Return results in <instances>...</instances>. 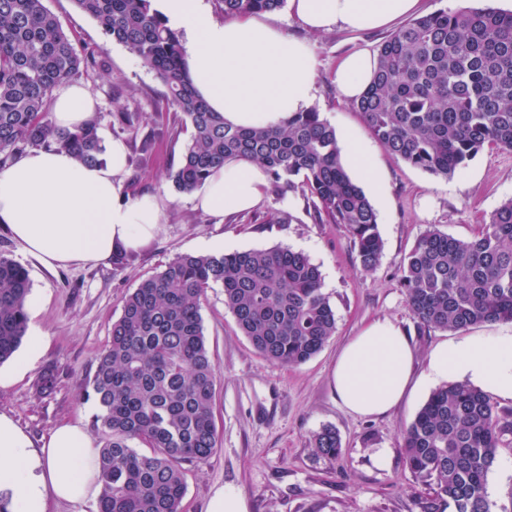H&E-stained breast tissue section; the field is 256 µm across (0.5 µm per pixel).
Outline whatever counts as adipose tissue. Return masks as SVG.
<instances>
[{"label": "adipose tissue", "mask_w": 512, "mask_h": 512, "mask_svg": "<svg viewBox=\"0 0 512 512\" xmlns=\"http://www.w3.org/2000/svg\"><path fill=\"white\" fill-rule=\"evenodd\" d=\"M421 0H288L289 14L307 32L342 28L381 29L417 14ZM168 24L188 42L192 78L212 108L238 127H274L308 110L317 70L307 40L290 36L258 14L214 21L202 0H157ZM377 59L366 49L340 60L334 84L340 99L353 102L369 86ZM94 116V101L81 86L55 95L53 119L73 127ZM126 147L116 141L106 162L85 165L54 148H33L0 167V224L43 264H97L139 249L158 232L161 200L144 194L126 198L120 176ZM268 175L260 165L228 161L215 168L194 193L197 208L230 216L259 206ZM416 349L391 322L377 321L342 349L333 370L336 395L351 413L380 416L412 383ZM467 380L484 393L512 399V330L468 336L440 344L428 355V376ZM93 438L78 423L58 426L41 448L7 414L0 413V490L10 512H46L48 498L71 503L98 490Z\"/></svg>", "instance_id": "obj_1"}]
</instances>
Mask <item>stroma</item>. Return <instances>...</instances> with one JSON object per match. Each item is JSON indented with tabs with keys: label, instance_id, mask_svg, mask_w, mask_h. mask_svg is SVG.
I'll return each instance as SVG.
<instances>
[{
	"label": "stroma",
	"instance_id": "35a3bbf8",
	"mask_svg": "<svg viewBox=\"0 0 512 512\" xmlns=\"http://www.w3.org/2000/svg\"><path fill=\"white\" fill-rule=\"evenodd\" d=\"M76 46L100 49L105 68L75 76L96 102L104 142L127 146L126 177L139 194L158 196L163 216L158 235L125 258L105 264L46 268L0 227V251L25 266L32 296L41 301L28 326L48 338L43 355L17 381L0 387V412L9 414L41 443L63 422L90 426L96 411L85 397L95 357L110 339L125 297L176 255L285 247L306 254L322 274L323 291L336 313V334L316 356L297 367L274 364L254 350L224 305L221 287L202 302L204 334L216 366L214 417L219 445L207 463L186 464L184 512H207L218 489L243 495L249 512H418L417 481L405 468L401 431L434 389L427 380V357L439 343L455 342V332L429 330L414 318L400 286V266L417 238L429 228L467 239L505 200L512 198V151L484 148L451 178H436L392 156L375 140L361 115L341 101L332 82L337 60L361 47L376 49L388 29L309 34L288 9L273 12L279 26L306 38L318 64L313 105L333 126L350 130L372 152L382 174L381 195H370L384 242L380 264L371 271L356 262L344 225L321 224L306 196H267L258 208L225 220L197 209L191 194L176 192L166 179L189 138L181 113L166 107L163 86L125 47L108 41L97 24L72 0H44ZM138 115L139 132L114 128L118 111ZM287 214L284 224L266 223L269 212ZM388 320L411 337L417 358V386L388 414L372 418L348 413L338 402L332 369L341 347L368 324ZM57 375L48 396L37 382L46 370ZM336 430L338 458L319 455L313 438ZM495 512H512V447L500 449L487 476Z\"/></svg>",
	"mask_w": 512,
	"mask_h": 512
}]
</instances>
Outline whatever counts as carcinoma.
<instances>
[{
  "instance_id": "carcinoma-1",
  "label": "carcinoma",
  "mask_w": 512,
  "mask_h": 512,
  "mask_svg": "<svg viewBox=\"0 0 512 512\" xmlns=\"http://www.w3.org/2000/svg\"><path fill=\"white\" fill-rule=\"evenodd\" d=\"M111 42L129 49L164 87L167 105L190 125V140L167 180L175 191L201 186L214 167L245 160L264 167L280 198L297 188L322 224H342L365 271L384 244L378 215L341 161L336 128L317 109L282 125L233 127L195 87L179 32L151 0H72ZM224 16L280 10L286 0H218ZM377 70L351 103L370 133L404 163L450 178L487 146L512 150V13L489 5L440 10L411 20L377 49ZM105 67L98 51L77 48L44 0H0V166L32 147H55L86 165L102 162L99 122L63 128L54 90ZM419 325L443 331L512 320V199L473 237L427 229L400 268ZM224 288V305L266 359L299 366L336 332L317 265L287 248L181 254L140 282L96 356L87 396L105 442L95 460L98 512H182L185 462L205 463L218 448L215 364L201 305ZM31 293L27 269L0 251V364L21 345ZM152 449L139 453L133 442ZM512 445V413L463 382L436 388L402 430L405 467L421 484L420 512H490L487 475L498 449ZM336 459L338 434L314 438Z\"/></svg>"
}]
</instances>
